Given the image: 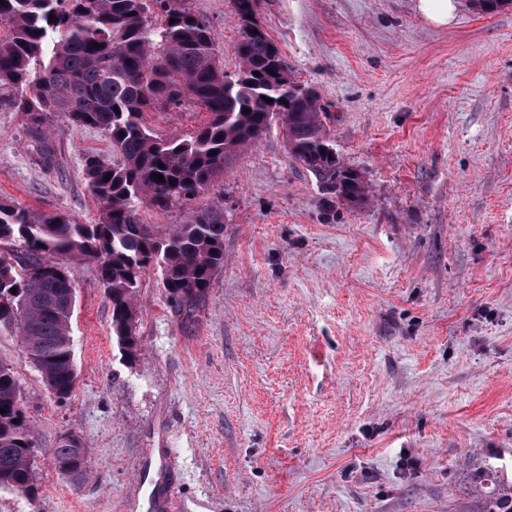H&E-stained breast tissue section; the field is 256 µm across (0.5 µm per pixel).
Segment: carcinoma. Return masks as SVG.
<instances>
[{
	"label": "carcinoma",
	"instance_id": "1",
	"mask_svg": "<svg viewBox=\"0 0 512 512\" xmlns=\"http://www.w3.org/2000/svg\"><path fill=\"white\" fill-rule=\"evenodd\" d=\"M257 5L233 0L238 18L253 19L240 24L241 66L230 78L210 24L178 0H0V91L11 92L10 106L34 126L52 112L75 127L97 129L115 155L110 165L96 156L84 160L98 208L93 223L0 204V330L21 337L57 398H68L77 379L70 347L77 282L55 257L96 264L112 307V335L134 358L133 299L145 272L161 269L163 287L189 318L224 266V204L165 229L141 220L143 205L166 210L196 198L274 122L318 183L336 181L345 167L326 133L319 97L304 94L293 79L255 19ZM186 101L208 119L185 138L155 135L145 115ZM158 173L164 181L155 180ZM1 408L0 492L31 498L37 493L35 432L15 373L0 361ZM50 461L66 477L87 473L86 450L71 434L60 438ZM486 512H512V497L491 491Z\"/></svg>",
	"mask_w": 512,
	"mask_h": 512
}]
</instances>
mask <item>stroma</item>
<instances>
[{
  "instance_id": "stroma-1",
  "label": "stroma",
  "mask_w": 512,
  "mask_h": 512,
  "mask_svg": "<svg viewBox=\"0 0 512 512\" xmlns=\"http://www.w3.org/2000/svg\"><path fill=\"white\" fill-rule=\"evenodd\" d=\"M183 5L236 73L231 0ZM257 19L368 204L324 194L275 123L195 199L142 207L167 228L223 201L224 266L189 318L150 268L130 359L77 263L63 400L0 331L41 450L36 496L0 492V512H484L512 493V0L445 25L416 0H259ZM205 117L188 101L147 122L173 138ZM44 129L0 99V201L93 220L83 158L111 144ZM66 434L78 481L49 461ZM74 434L60 438L57 447L53 448L50 461L54 468L66 477L79 478L87 473L88 459L85 448H82L79 438L74 443Z\"/></svg>"
}]
</instances>
